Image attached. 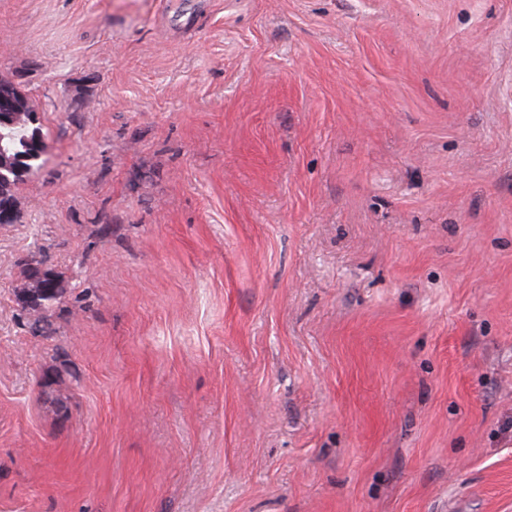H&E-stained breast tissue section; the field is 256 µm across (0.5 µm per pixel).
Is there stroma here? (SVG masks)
<instances>
[{"label":"stroma","mask_w":512,"mask_h":512,"mask_svg":"<svg viewBox=\"0 0 512 512\" xmlns=\"http://www.w3.org/2000/svg\"><path fill=\"white\" fill-rule=\"evenodd\" d=\"M0 73V512H512V0H0ZM0 87L9 92L11 99L10 104L0 102L1 121L4 119L11 123L9 115L14 116L13 125L0 124V133L5 136L4 140L0 137V143L2 141L7 150L8 165L12 168L11 171H5L0 163V173L8 175L11 185L8 195L0 198V224H10L17 219L14 189L40 168L41 165L37 162L42 159L45 150L34 140L38 137L45 140V135L40 123L32 125L29 122V114L36 111L21 89L20 83H16L13 77L0 74ZM29 280L40 288H19L17 291L19 300L32 306L46 295L56 292L54 271L42 263L31 264L29 267ZM48 287V288H45Z\"/></svg>","instance_id":"stroma-1"}]
</instances>
